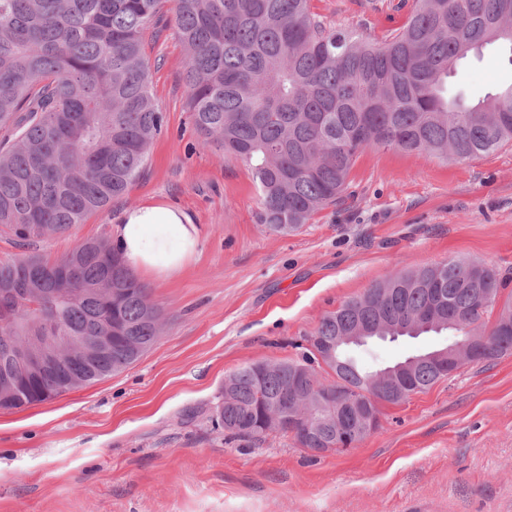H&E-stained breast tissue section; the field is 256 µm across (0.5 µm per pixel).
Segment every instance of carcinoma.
<instances>
[{
	"label": "carcinoma",
	"instance_id": "cac0c4a2",
	"mask_svg": "<svg viewBox=\"0 0 512 512\" xmlns=\"http://www.w3.org/2000/svg\"><path fill=\"white\" fill-rule=\"evenodd\" d=\"M188 51L187 106L203 144L248 164L260 193V223L272 232L301 228L347 189L357 155L371 146L474 158L512 140V85L474 102L448 97L459 63L490 44L512 52V35L486 24L512 20V0H415L406 25L373 46L350 30H329L310 0H0V234L27 252L0 260V352L30 336L60 349L61 370L21 390L27 372L0 357V410L20 409L124 370L155 341L162 313L104 239L56 258L36 251L122 196L161 134L163 116L149 88L144 35L165 14ZM504 282L466 259L391 275L325 315L299 360L257 364L227 377L234 400L211 417L231 435H265L268 400L288 396L293 369L306 383L353 392L370 376L352 358L330 379L319 373V342L342 331L391 325L442 298L451 328L466 336L482 323L484 288ZM112 351L74 358L86 336L104 330ZM493 330L480 362L512 352ZM440 380L413 373L419 393ZM319 421L301 448H320Z\"/></svg>",
	"mask_w": 512,
	"mask_h": 512
}]
</instances>
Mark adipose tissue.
<instances>
[{
    "label": "adipose tissue",
    "instance_id": "ef3b65f1",
    "mask_svg": "<svg viewBox=\"0 0 512 512\" xmlns=\"http://www.w3.org/2000/svg\"><path fill=\"white\" fill-rule=\"evenodd\" d=\"M111 244L133 273L161 282L195 259L201 232L183 209L159 202L126 209L112 227Z\"/></svg>",
    "mask_w": 512,
    "mask_h": 512
}]
</instances>
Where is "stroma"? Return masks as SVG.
Instances as JSON below:
<instances>
[{
	"label": "stroma",
	"instance_id": "1",
	"mask_svg": "<svg viewBox=\"0 0 512 512\" xmlns=\"http://www.w3.org/2000/svg\"><path fill=\"white\" fill-rule=\"evenodd\" d=\"M327 28L379 45L414 0H311ZM164 128L125 194L46 239L55 258L109 238L125 209L180 206L201 247L179 276L150 283L163 315L153 346L125 370L21 409L0 410V512H512V354L381 407L353 447L317 455L286 435L231 439L210 417L224 379L252 362L301 357L321 319L391 274L454 258L497 270L512 300V142L446 160L373 146L342 198L300 230L266 231L248 165L202 144L187 109V51L146 35ZM448 83L474 98L512 84L493 44ZM448 335L353 350L374 371Z\"/></svg>",
	"mask_w": 512,
	"mask_h": 512
}]
</instances>
